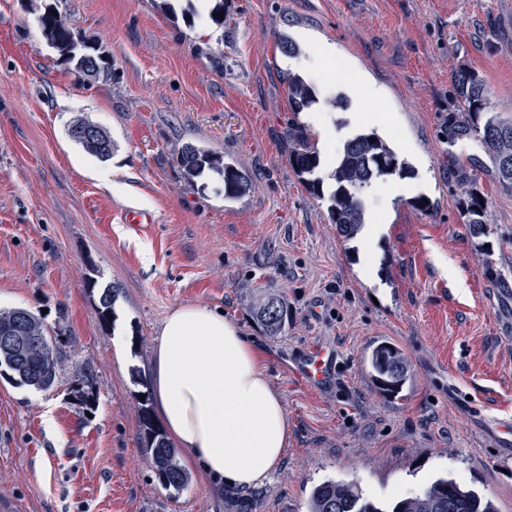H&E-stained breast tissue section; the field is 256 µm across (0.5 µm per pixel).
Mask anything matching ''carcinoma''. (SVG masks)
<instances>
[{
	"label": "carcinoma",
	"mask_w": 512,
	"mask_h": 512,
	"mask_svg": "<svg viewBox=\"0 0 512 512\" xmlns=\"http://www.w3.org/2000/svg\"><path fill=\"white\" fill-rule=\"evenodd\" d=\"M42 37L72 66L77 79H82V52L97 50L89 40H78L65 25L55 8L47 4L37 17ZM454 94L460 115L448 117V138L477 134L488 151L498 183L512 189V165L505 169L503 160L512 161V120H504L486 112L489 90L479 74L471 69H459L452 75ZM289 111L300 113L317 101L314 85L298 74H287ZM288 162L307 188L324 196L323 180L317 176L320 156L310 134L301 127L288 131ZM89 154L106 159L112 154V140L105 129L99 130L97 144L73 138ZM176 162L183 175L192 180L210 172L224 183V198L238 199L252 188L251 176L224 156L205 147L187 143L179 150ZM409 164L398 157L390 144L376 132L358 131L343 143L331 171L329 215L331 223L346 237H354L365 221L363 195L376 181L395 174H404ZM483 193L476 187L465 190L461 208L466 223L476 234L483 233L486 206ZM96 313L104 326L112 324V289L105 288L99 296ZM257 314L266 330L276 336L288 321V300L267 297L257 307ZM22 336L25 341L0 345V378L16 386L39 391L49 390L57 379L63 359V344L48 336L43 318L27 308L0 310V336ZM364 365L375 389L385 396L400 393L410 380L409 362L402 350L388 342L374 345L364 355ZM72 403L82 411H93L97 404L94 372L89 367L79 369L71 385ZM143 428V450L152 471L162 486L181 491L191 481L181 464L180 450L173 446L164 431L153 421L151 409L140 404ZM307 512H384L366 500L357 483L326 479L316 485L308 501ZM389 512H497L492 500L483 498L456 479L441 476L421 491L395 501Z\"/></svg>",
	"instance_id": "cac0c4a2"
}]
</instances>
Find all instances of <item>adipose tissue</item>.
Instances as JSON below:
<instances>
[{"instance_id": "ef3b65f1", "label": "adipose tissue", "mask_w": 512, "mask_h": 512, "mask_svg": "<svg viewBox=\"0 0 512 512\" xmlns=\"http://www.w3.org/2000/svg\"><path fill=\"white\" fill-rule=\"evenodd\" d=\"M157 413L188 464L224 486L262 485L288 444V412L241 329L184 305L164 319L151 372Z\"/></svg>"}]
</instances>
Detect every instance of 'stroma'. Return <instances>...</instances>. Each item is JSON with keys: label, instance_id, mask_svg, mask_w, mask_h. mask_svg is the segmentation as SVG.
Masks as SVG:
<instances>
[{"label": "stroma", "instance_id": "stroma-1", "mask_svg": "<svg viewBox=\"0 0 512 512\" xmlns=\"http://www.w3.org/2000/svg\"><path fill=\"white\" fill-rule=\"evenodd\" d=\"M46 1L76 38L97 39L110 76L76 80L38 30ZM208 14L203 0H0V310L42 314L66 351L51 390L0 381V512H306L329 477L383 504L445 473L512 512V447L494 429L512 421V190L478 138L446 139L461 68L512 119V0H224L220 27ZM323 43L348 61L345 83L309 67ZM291 69L316 86L312 109L337 142L397 115L388 141L414 168V192L366 191V224L385 227L375 243L341 236L329 200L288 163ZM364 81L388 104H367L365 122L332 105ZM77 117L109 133L108 159L69 137ZM188 143L248 172L250 193L228 200L217 176L185 178L175 157ZM472 183L487 200L481 237L460 207ZM129 208L153 223L125 224ZM92 280L114 290L113 327L97 318ZM261 292L288 300L282 335L255 320ZM185 304L238 324L285 403L288 445L263 486L233 491L195 470L174 492L152 477L148 384L130 369L149 372L162 321ZM380 340L411 365L393 397L363 365ZM320 342L343 366L324 389L292 371ZM86 364L90 415L69 398Z\"/></svg>", "mask_w": 512, "mask_h": 512}]
</instances>
